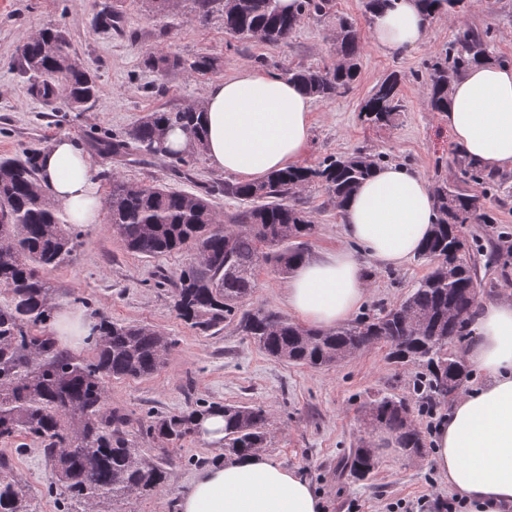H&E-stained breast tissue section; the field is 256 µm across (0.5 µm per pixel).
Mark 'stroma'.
<instances>
[{
	"label": "stroma",
	"mask_w": 512,
	"mask_h": 512,
	"mask_svg": "<svg viewBox=\"0 0 512 512\" xmlns=\"http://www.w3.org/2000/svg\"><path fill=\"white\" fill-rule=\"evenodd\" d=\"M105 6L120 12V29L92 27L94 14ZM340 16L350 18L360 34L361 71L347 93L314 101L304 165L360 150L406 165L433 186L460 179L448 122L427 105L429 64L455 41L461 28L469 26L489 30L500 63L512 65V0H463L431 20L425 43L392 56L374 46L364 0H335L331 12L306 18L288 42L279 45L231 37L217 2L202 20L195 0H175L162 16L153 12L149 0H0V156L41 152L68 136L91 157L100 198L108 197L116 177L131 184L207 191L222 222L233 223L248 204L224 194V184L235 183L236 178L212 167L206 157H199L184 179L172 172L166 159L144 155L133 146L115 157L100 150V143L126 135L149 113L202 102L210 83L241 69L278 76L288 67L335 63ZM48 24L64 30L72 54L96 74L95 102L74 108L60 99L41 100L31 93L33 78L12 69L19 46ZM151 54L178 57L182 65L154 70L146 63ZM201 56L210 59L211 68L190 70V63ZM392 74L399 79L400 112L387 124L364 121L360 110L365 98ZM501 174L504 184L488 189L495 223L463 227L483 300L512 296V252L503 248L504 240L512 241V169H502ZM301 198L315 221L309 254L342 244L341 215L324 188L310 185ZM78 232L70 261L46 274L55 302L84 301L89 311L152 325L175 341L158 375L106 384L108 408L128 415L129 439L145 458L164 463L167 480L151 495L104 501L100 512H176V502L195 475L223 457L224 450L197 436L170 443L146 437L145 430L157 416L188 412L204 402L262 407L270 423L266 453L306 476L323 512H417L418 499H451L428 447L414 456L398 448H375L378 464L364 481H352L340 472L343 455L366 430L365 407L374 395L406 399L412 424L427 443L448 413V404L431 407L422 402L415 389L416 368L395 361L389 344L372 345L325 368L269 359L236 324L203 332L178 317L173 303L175 274L185 263V254L149 258L132 253L105 218ZM428 270L419 258L397 269L366 263L368 296L361 314L402 300ZM16 446L13 440L0 441V457L9 461L6 476L25 488L39 512H59L62 489L39 443L26 441L21 454Z\"/></svg>",
	"instance_id": "35a3bbf8"
}]
</instances>
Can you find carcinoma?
I'll list each match as a JSON object with an SVG mask.
<instances>
[{
	"label": "carcinoma",
	"mask_w": 512,
	"mask_h": 512,
	"mask_svg": "<svg viewBox=\"0 0 512 512\" xmlns=\"http://www.w3.org/2000/svg\"><path fill=\"white\" fill-rule=\"evenodd\" d=\"M332 0H222L224 30L246 41L257 36L270 45L285 43L311 15L329 10ZM96 27H119L120 13L103 9L93 16ZM339 61L324 68H287L282 77L300 85L317 100L329 101L350 90L361 56L360 35L340 20L336 31ZM495 60L488 32L462 31L430 65V106L443 112L448 83L481 61ZM14 66L39 79L33 93L43 99L62 98L79 108L95 101L96 76L71 52L62 30L46 27L21 45ZM399 82L390 75L378 84L361 107L368 122L386 123L400 111ZM203 111L199 105L153 112L133 127L127 138L104 142L114 156L126 153L128 142L142 152L168 159L171 170L185 174L189 157L204 151ZM178 127L190 136L184 151L164 147L163 136ZM462 184L435 188L436 221L420 257L431 271L416 282L403 302L382 307L373 316L329 330L305 328L264 305L243 308L265 264L285 273L306 254L315 224L295 203L308 185L324 186L329 200L341 208L344 200L368 177L374 158L360 151L329 156L316 166L289 167L256 184L225 185L224 192L260 204L223 224L206 195L174 190L162 184L131 185L112 179L105 206L112 229L127 249L147 257L188 252L175 291V309L184 322L209 330L237 322L268 357L295 365L327 367L350 358L358 345L396 338L394 358L420 369L417 392L430 405L448 401L467 380L468 364L448 356V337L459 336L477 303L470 292L478 280L461 228L473 222L494 223L486 196L465 188L486 181L474 162L458 158ZM0 286L7 300L0 305V439L24 434L43 445L56 469L67 500L81 512H97L105 500L148 496L162 487L167 472L134 448L124 428L128 418L106 407L105 384L110 379L143 380L166 364L174 340L148 324L98 320L99 336L90 359L60 349L52 336L35 333L53 317L50 286L43 273L70 260L77 236L63 212L50 201L39 178L38 153L0 159ZM455 247L461 250L456 269L435 259ZM224 415V451L239 456L264 447L265 411L252 405L202 404L190 412L162 415L147 429L171 443L196 433L202 416ZM368 416L395 435L404 449L423 448L419 431L408 422L406 403L386 394L368 406ZM372 451L359 446L343 459L342 472L362 481L373 473ZM0 512H38L23 487L0 478Z\"/></svg>",
	"instance_id": "cac0c4a2"
}]
</instances>
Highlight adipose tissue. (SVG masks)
<instances>
[{"label":"adipose tissue","instance_id":"1","mask_svg":"<svg viewBox=\"0 0 512 512\" xmlns=\"http://www.w3.org/2000/svg\"><path fill=\"white\" fill-rule=\"evenodd\" d=\"M429 23L420 0H386L371 34L393 55L421 44ZM206 157L211 166L253 183L298 165L311 132V98L297 84L243 69L211 83L204 97ZM448 130L463 156L512 168V67L480 62L448 87ZM43 185L68 221L97 223L100 200L89 155L67 137L39 159ZM435 198L426 178L401 164L380 165L341 207L346 245L297 261L285 289L289 310L318 329L349 321L366 298L362 257L399 268L428 241ZM53 335L70 350L97 333L75 306L59 307ZM462 358L483 378L457 397L433 433L435 468L464 505L512 512V299H486L469 323ZM177 512H322L309 481L257 450L218 459L195 477Z\"/></svg>","mask_w":512,"mask_h":512}]
</instances>
